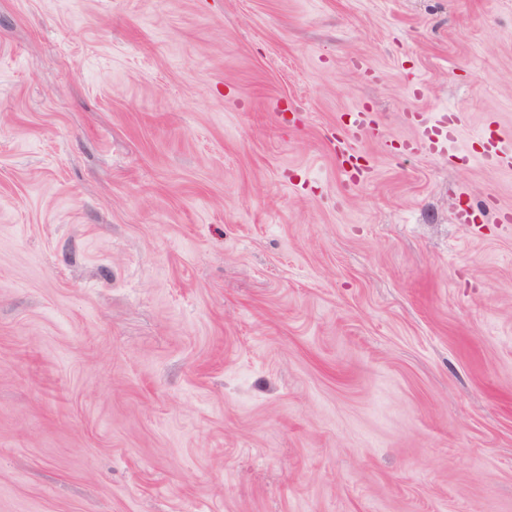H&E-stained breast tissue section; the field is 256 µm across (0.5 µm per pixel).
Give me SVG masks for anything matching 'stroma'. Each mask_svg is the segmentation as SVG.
<instances>
[{
    "label": "stroma",
    "mask_w": 512,
    "mask_h": 512,
    "mask_svg": "<svg viewBox=\"0 0 512 512\" xmlns=\"http://www.w3.org/2000/svg\"><path fill=\"white\" fill-rule=\"evenodd\" d=\"M490 127L512 0H0V512H512Z\"/></svg>",
    "instance_id": "1"
}]
</instances>
